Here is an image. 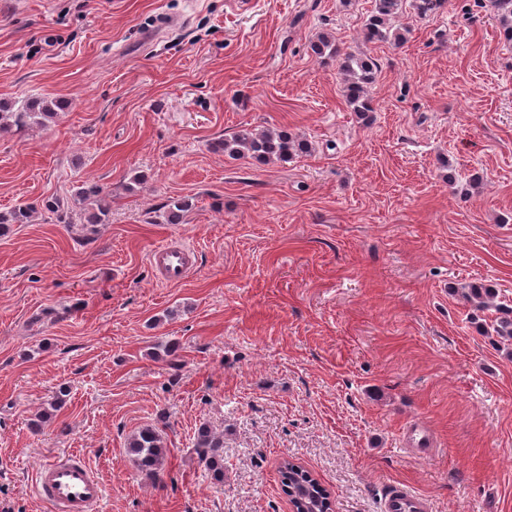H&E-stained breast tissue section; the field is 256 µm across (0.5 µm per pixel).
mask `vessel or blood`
I'll return each mask as SVG.
<instances>
[{"instance_id":"obj_1","label":"vessel or blood","mask_w":512,"mask_h":512,"mask_svg":"<svg viewBox=\"0 0 512 512\" xmlns=\"http://www.w3.org/2000/svg\"><path fill=\"white\" fill-rule=\"evenodd\" d=\"M150 263L160 279L175 285L185 280L195 266V251L188 246L163 244L150 253ZM36 494L48 512H98L104 486L83 455L68 453L41 467L35 474ZM427 499L404 485L386 494L381 512H429Z\"/></svg>"}]
</instances>
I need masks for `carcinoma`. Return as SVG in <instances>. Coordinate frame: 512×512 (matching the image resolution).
Here are the masks:
<instances>
[{
    "label": "carcinoma",
    "mask_w": 512,
    "mask_h": 512,
    "mask_svg": "<svg viewBox=\"0 0 512 512\" xmlns=\"http://www.w3.org/2000/svg\"><path fill=\"white\" fill-rule=\"evenodd\" d=\"M406 0H373V8L365 21L362 36L369 42L399 44L405 39L406 28L397 23ZM493 18L498 22L507 41H512V0H488ZM447 0H411V6L421 17L439 13ZM312 52L321 59L336 61L342 75V92L346 102L363 119L374 111L370 85L375 82L377 65L369 57H358L344 52L327 33L320 34L311 44ZM65 105L46 98H29L13 106L0 105V131H25L33 125L56 118ZM218 149L231 158H252L259 161L288 162L305 153L308 145L292 138L284 131L257 132L244 128L219 142ZM165 218L170 224L178 223L188 209V201L172 199L165 204ZM45 209L66 224L77 221L88 224H107L112 214L111 194L94 185L72 186L62 197H54ZM35 209L25 205L8 212H0V234L11 224H28ZM465 297L479 308L496 305L499 316L493 331L500 339L512 341V308L495 304L497 289L491 284L470 282L463 286ZM195 452L205 469L217 482L224 481V439L208 427L198 429ZM127 451L140 472L154 476L164 465L167 448L161 435L153 428H142L127 442ZM283 485L291 488L300 498V512H328L319 482L307 475V470L285 461L280 466Z\"/></svg>",
    "instance_id": "cac0c4a2"
}]
</instances>
